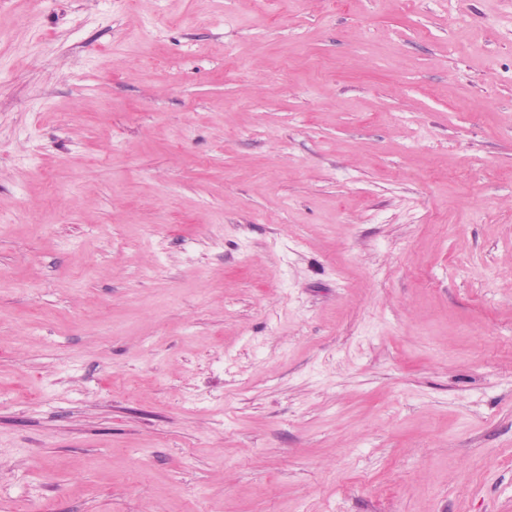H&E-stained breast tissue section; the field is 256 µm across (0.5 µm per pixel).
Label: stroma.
I'll list each match as a JSON object with an SVG mask.
<instances>
[{"mask_svg": "<svg viewBox=\"0 0 512 512\" xmlns=\"http://www.w3.org/2000/svg\"><path fill=\"white\" fill-rule=\"evenodd\" d=\"M512 512V0L0 7V512Z\"/></svg>", "mask_w": 512, "mask_h": 512, "instance_id": "stroma-1", "label": "stroma"}]
</instances>
